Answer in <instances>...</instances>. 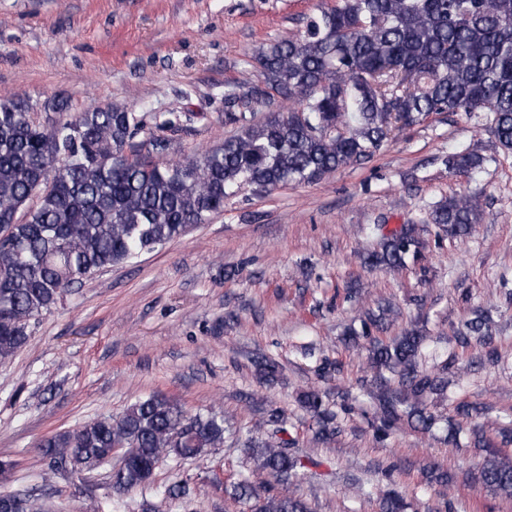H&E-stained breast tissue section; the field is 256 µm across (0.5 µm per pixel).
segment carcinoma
<instances>
[{
	"label": "carcinoma",
	"instance_id": "cac0c4a2",
	"mask_svg": "<svg viewBox=\"0 0 512 512\" xmlns=\"http://www.w3.org/2000/svg\"><path fill=\"white\" fill-rule=\"evenodd\" d=\"M260 71L224 92V124L237 133L224 144L173 161L155 162L133 150L137 136L155 153L165 133L194 122L193 112L92 108L47 125L34 121L27 95H0V359L23 347L31 321L55 307L61 291L104 268L137 258L184 236L224 210V199L249 187L267 193L288 183L312 184L370 161L391 133L444 112H482L499 148L512 152V0H336L305 17L296 36L258 47ZM296 102L286 112L285 102ZM265 116L256 118L260 108ZM490 161L476 147L448 155V170L474 173ZM59 173L49 186L42 176ZM27 210L24 222L16 221ZM474 194L437 204L428 222L450 237L479 223ZM414 229L382 236L376 250L358 255L371 266L401 267L417 254ZM491 319L482 312L457 337L477 342L494 362ZM426 337L410 329L389 341L374 339L370 370L376 436L385 440L402 421L424 433L436 417L426 400L448 390V378L419 370ZM311 414L316 443L340 432L338 414L319 391L300 396ZM485 409L465 401L459 418L472 423L475 447L488 453L471 480L512 499V454L492 450L482 424ZM224 416L188 413L161 395L139 399L117 418L51 434L40 444L53 468L90 472L114 448L131 457L112 472V487L132 490L149 481L163 458H198L224 446ZM290 441L245 439L254 462L232 495L250 512H310L278 491L305 464ZM4 512H42L22 491H1ZM380 512H407L398 491H387Z\"/></svg>",
	"mask_w": 512,
	"mask_h": 512
}]
</instances>
